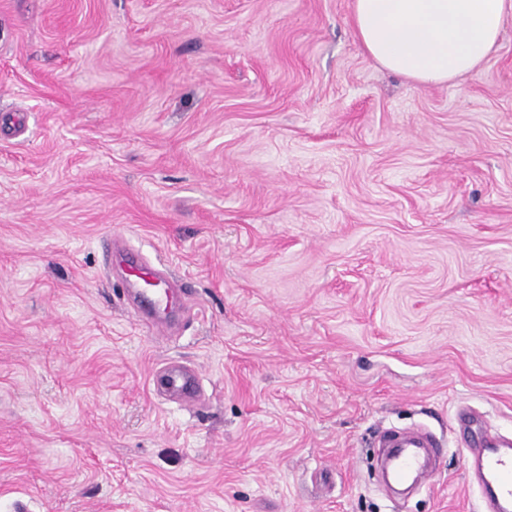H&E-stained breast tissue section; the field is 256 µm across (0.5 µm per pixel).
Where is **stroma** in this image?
I'll return each instance as SVG.
<instances>
[{
  "instance_id": "stroma-1",
  "label": "stroma",
  "mask_w": 512,
  "mask_h": 512,
  "mask_svg": "<svg viewBox=\"0 0 512 512\" xmlns=\"http://www.w3.org/2000/svg\"><path fill=\"white\" fill-rule=\"evenodd\" d=\"M352 2L0 0V512H481L455 414L512 439V14L423 86ZM416 427L401 498L373 441ZM130 276L136 280L131 288L127 289V296L136 295L138 300L141 297L161 304L167 302L177 285L170 283L158 269L149 265L137 266L134 264L129 268ZM163 371L171 400L183 405H192L199 401L200 390L194 369L179 362H167Z\"/></svg>"
}]
</instances>
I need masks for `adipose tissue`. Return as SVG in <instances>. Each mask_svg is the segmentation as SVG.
I'll list each match as a JSON object with an SVG mask.
<instances>
[{"mask_svg":"<svg viewBox=\"0 0 512 512\" xmlns=\"http://www.w3.org/2000/svg\"><path fill=\"white\" fill-rule=\"evenodd\" d=\"M512 0H353L367 55L422 85H442L494 51Z\"/></svg>","mask_w":512,"mask_h":512,"instance_id":"ef3b65f1","label":"adipose tissue"}]
</instances>
